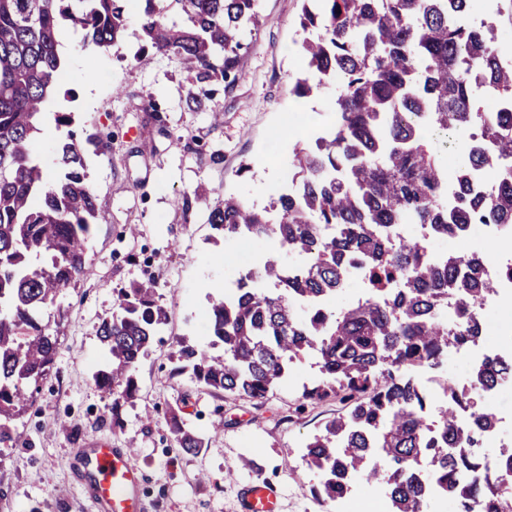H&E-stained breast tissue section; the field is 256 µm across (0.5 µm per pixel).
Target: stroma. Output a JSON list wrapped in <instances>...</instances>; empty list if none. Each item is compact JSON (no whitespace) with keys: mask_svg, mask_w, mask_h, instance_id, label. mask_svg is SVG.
I'll return each instance as SVG.
<instances>
[{"mask_svg":"<svg viewBox=\"0 0 512 512\" xmlns=\"http://www.w3.org/2000/svg\"><path fill=\"white\" fill-rule=\"evenodd\" d=\"M140 0H129L127 25L118 48H85L79 33L60 34L66 58L65 95L49 104V118L31 146L52 168L66 127L52 115L74 112L85 134L99 135L85 147L89 181L101 216L92 225L86 261L91 275L62 289L49 314L55 322V363L18 421L24 444L0 453V504L7 512H90L75 479V452L83 440L112 447L133 446L142 468L139 494L147 512H239L240 484L260 479L282 493L278 512H331L318 490L321 476L302 460L305 445L323 424L345 414L335 400L303 404L301 394L321 379L314 357L298 360L304 382L286 380L263 406L243 397L197 391L179 372L178 341L204 346L207 306L237 283L245 269L239 254L260 262L274 240L214 245L207 213L182 214L172 205L180 192L204 184L211 201L234 194L259 207L269 205V187L282 177L281 163L296 143L280 132L284 115L307 109L300 119L302 146L313 145L328 126L330 90L300 98L293 92L304 68L299 42L301 0H258L259 23L246 33L242 78L229 91H216L212 112H190L185 100L191 74L177 58L143 48L137 17ZM106 71L100 84L89 72ZM122 96H115L114 88ZM151 95L167 109L168 126L157 132L130 101ZM224 156L209 162L211 153ZM157 283L168 321L138 366L139 392L125 403L120 423L112 400L98 391L92 375L106 360L97 336L100 316L110 313L119 289L145 279ZM179 411L203 439L197 454L174 442L170 416ZM151 424H144L145 414Z\"/></svg>","mask_w":512,"mask_h":512,"instance_id":"35a3bbf8","label":"stroma"}]
</instances>
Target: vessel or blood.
Listing matches in <instances>:
<instances>
[{"label": "vessel or blood", "mask_w": 512, "mask_h": 512, "mask_svg": "<svg viewBox=\"0 0 512 512\" xmlns=\"http://www.w3.org/2000/svg\"><path fill=\"white\" fill-rule=\"evenodd\" d=\"M83 457L92 512H146L137 494L141 472L132 448H114L95 440ZM280 495L272 484L248 482L242 487V512H275Z\"/></svg>", "instance_id": "b4317fda"}]
</instances>
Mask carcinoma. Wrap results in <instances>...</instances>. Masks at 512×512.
<instances>
[{"instance_id":"obj_1","label":"carcinoma","mask_w":512,"mask_h":512,"mask_svg":"<svg viewBox=\"0 0 512 512\" xmlns=\"http://www.w3.org/2000/svg\"><path fill=\"white\" fill-rule=\"evenodd\" d=\"M125 0H0V447L15 448V422L51 370L57 338L45 308L61 290L90 275L86 247L100 211L89 183L83 142L70 130L73 112H56L69 128L47 177L30 153L49 100L58 94L64 62L58 33L83 32V46H119ZM140 38L176 57L194 74L192 112L210 111L215 90L242 77L244 33L258 22V0H142ZM470 0H304L301 52L312 78L296 81L307 97L334 87L331 130L301 148L289 165L293 191L257 208L229 194L207 207V223L226 242L270 238L303 258L289 269L268 258L254 287L246 273L231 299H210L213 340L204 348L178 342L181 369L197 388L246 397L261 406L288 377L289 363L311 354L322 379L304 388L310 404L334 398L348 412L328 421L306 443L303 460L324 474L319 494L336 501L360 477L382 485L387 512H427L432 495L454 500L460 512H507L512 486L497 472L512 470V448L478 451L496 414L472 403L491 391L504 367L486 358L472 368L468 387H448L435 423L424 413L429 395L406 372L448 358V348L474 342L484 331L479 309L495 294L483 253L435 259L424 243L397 239L394 226L426 224L431 235L458 237L470 224L512 227V65L490 27L462 15ZM186 24L166 22L170 5ZM495 95L503 108L486 109ZM434 134L463 145L450 167L431 145ZM497 178L488 193L477 175ZM199 187L174 204L183 211L207 200ZM49 264L34 267L32 257ZM352 275L371 284L368 298L341 313L326 308ZM458 325L440 320L448 297ZM167 324L152 279L119 292L97 335L107 362L93 375L112 396L120 422L124 403L139 391L137 368ZM176 441L195 454L202 440L172 417Z\"/></svg>"}]
</instances>
